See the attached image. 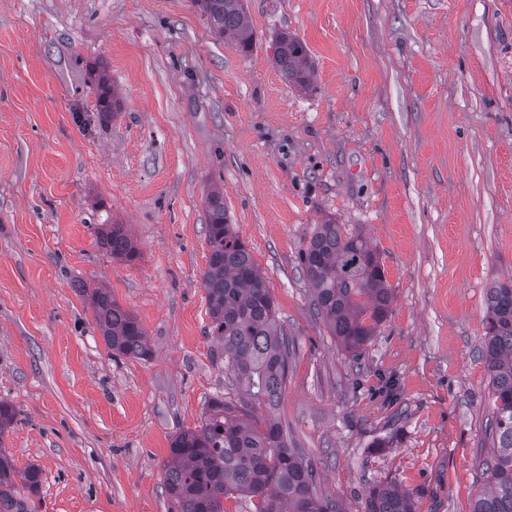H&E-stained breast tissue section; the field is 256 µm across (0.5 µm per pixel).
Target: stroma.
I'll return each mask as SVG.
<instances>
[{
    "label": "stroma",
    "instance_id": "35a3bbf8",
    "mask_svg": "<svg viewBox=\"0 0 512 512\" xmlns=\"http://www.w3.org/2000/svg\"><path fill=\"white\" fill-rule=\"evenodd\" d=\"M249 53L195 0H0V447L37 512H167L162 466L224 391L202 274L224 204L293 336L276 414L324 493L363 512H471L489 440L485 293L512 281V0H246ZM299 36L310 89L273 61ZM105 65L122 108L96 111ZM335 217L375 244L392 311L360 356L311 306L299 254ZM99 224L141 257L112 258ZM102 285L152 355L112 354ZM99 245L106 249L112 258H121L132 263L141 257V252L125 231L123 224H100L97 230ZM364 512H414L412 495L391 481H379L368 490Z\"/></svg>",
    "mask_w": 512,
    "mask_h": 512
}]
</instances>
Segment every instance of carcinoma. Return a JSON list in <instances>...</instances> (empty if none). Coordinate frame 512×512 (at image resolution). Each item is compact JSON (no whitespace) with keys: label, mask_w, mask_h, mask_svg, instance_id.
I'll return each instance as SVG.
<instances>
[{"label":"carcinoma","mask_w":512,"mask_h":512,"mask_svg":"<svg viewBox=\"0 0 512 512\" xmlns=\"http://www.w3.org/2000/svg\"><path fill=\"white\" fill-rule=\"evenodd\" d=\"M212 28L249 52L254 31L243 0H195ZM274 62L288 84H313L314 63L307 45L291 33L274 39ZM97 111L106 121L120 110L104 68L97 70ZM210 247L202 285L207 295L213 362L226 371L225 392L210 399L195 429H183L170 444L164 464L169 512H225L224 500L246 499L253 512H346L335 497L319 490L320 479L300 448L288 443V428L274 414L288 381L295 344L279 322L276 303L249 249L231 224L224 193L204 198ZM99 245L112 257L132 263L141 252L122 224H102ZM312 306L345 350L368 344L389 315L393 291L375 246L362 231L326 218L315 225L300 253ZM482 357L490 377L492 418L486 489L472 512H512V284L487 290ZM95 324L114 353L149 358L152 351L135 315L97 286L87 296ZM42 471L19 472L0 449V512H35ZM364 512H414L412 495L390 481L374 483Z\"/></svg>","instance_id":"cac0c4a2"}]
</instances>
